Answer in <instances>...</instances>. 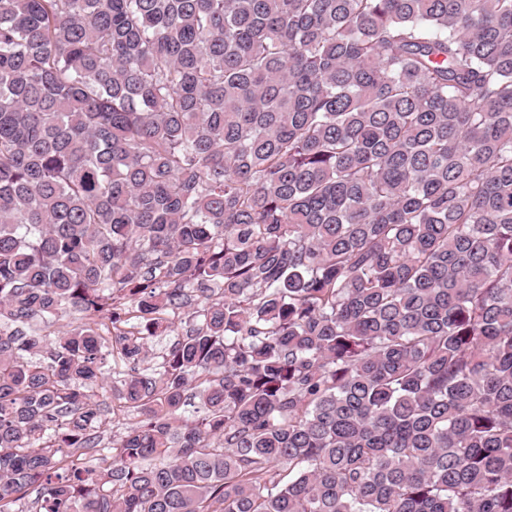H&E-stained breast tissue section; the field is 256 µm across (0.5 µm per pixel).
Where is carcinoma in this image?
I'll return each instance as SVG.
<instances>
[{
	"label": "carcinoma",
	"instance_id": "carcinoma-1",
	"mask_svg": "<svg viewBox=\"0 0 512 512\" xmlns=\"http://www.w3.org/2000/svg\"><path fill=\"white\" fill-rule=\"evenodd\" d=\"M0 512H512V0H0ZM185 325L178 323V328L173 332H168L163 336H158L152 340L153 356L150 359L140 363L141 368L151 367L156 362L161 361V356L167 352L169 346L174 342L177 336H181L185 332Z\"/></svg>",
	"mask_w": 512,
	"mask_h": 512
}]
</instances>
